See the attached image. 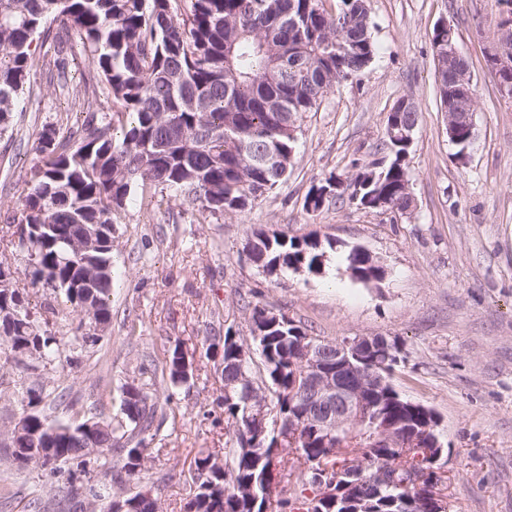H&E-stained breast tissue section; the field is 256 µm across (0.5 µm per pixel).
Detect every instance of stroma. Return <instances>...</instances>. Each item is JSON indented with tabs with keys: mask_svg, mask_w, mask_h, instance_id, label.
Instances as JSON below:
<instances>
[{
	"mask_svg": "<svg viewBox=\"0 0 512 512\" xmlns=\"http://www.w3.org/2000/svg\"><path fill=\"white\" fill-rule=\"evenodd\" d=\"M370 11L374 61L304 116L285 183L218 220L194 219L166 190L148 207L130 195L112 234L111 329L69 376L57 367L41 372L40 413L68 418L75 401L92 408L107 375L114 414L144 356L174 346L188 354V385L173 394L164 384L149 390L168 414L144 473L162 512H184L200 453L224 455L222 365L209 346L228 332L250 342L249 312L257 304L286 311L310 335L333 341L398 339L392 384L438 417L446 477L439 492L450 512H512V102L501 97L487 63L497 8L494 0H370ZM442 20L457 33L477 94L476 139L463 159L448 141L434 83L430 40ZM403 96L418 109L408 157L414 211L395 219L345 198L307 211L313 186L384 161L387 114ZM20 106L23 131L0 140L1 212L18 207L13 185L28 165L29 129L59 116L46 89ZM260 228L332 240L323 274L264 272L245 251ZM354 246L382 262L381 282L350 276L345 256ZM1 259L31 303L45 300L16 225L0 223ZM32 379L0 347V431L20 417Z\"/></svg>",
	"mask_w": 512,
	"mask_h": 512,
	"instance_id": "obj_1",
	"label": "stroma"
}]
</instances>
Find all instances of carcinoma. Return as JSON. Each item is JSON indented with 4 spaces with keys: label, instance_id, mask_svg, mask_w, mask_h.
<instances>
[{
    "label": "carcinoma",
    "instance_id": "cac0c4a2",
    "mask_svg": "<svg viewBox=\"0 0 512 512\" xmlns=\"http://www.w3.org/2000/svg\"><path fill=\"white\" fill-rule=\"evenodd\" d=\"M56 28H51V24ZM51 41L53 53L36 61L34 36ZM434 78L440 108L452 111L448 80L470 76L465 57H448L440 34L431 36ZM369 0H338L336 11L323 0H0V138L20 130L18 103L22 95L41 91L37 71L54 91L67 97L66 119L49 122L29 135L30 164L14 185L18 214L5 213L6 224H19V244L34 268V283L49 292L36 311L16 288H0V310L15 314L10 334L16 362L32 373L61 363H81L82 353L101 335L83 326L80 307H95L94 318L108 331L112 324V232L127 197L138 190L143 202L153 191L170 190L183 198L191 215L220 218L244 211L288 176L296 133L303 115L318 108L344 81L361 76L375 55ZM418 110L408 97L397 99L387 115L382 143L388 161L367 167L343 180L330 176L306 197L310 211L331 198L322 190L336 182L334 198L348 197L368 210L403 216L413 211L406 159L411 147L400 133L417 126ZM250 252L268 273L303 270L319 275L333 243L316 236L288 237L257 229L248 238ZM352 278L378 282L384 266L360 248L345 257ZM76 314L61 330L50 328L60 303ZM249 322L262 336L255 341L259 357H240L243 343L231 332L224 336V472L212 470V455L195 460V492L185 512H344L343 501L308 507L305 491L316 492L308 479L296 481L283 496L270 499L263 488L272 474L290 477L288 456L301 474L325 466L332 473L360 472L371 478L389 468V480L364 484L370 512H409L418 495L415 481L426 470L441 481L444 455L435 434H414L425 415L411 407L388 383L366 397L367 421L356 430L336 432V449L322 436L299 424L301 401L293 387L294 346L307 330L281 310L254 305ZM36 341L41 353L26 359L17 348ZM379 372L385 380L400 359L401 346L378 337ZM179 347L167 352L164 364L151 361L140 375L167 376L178 387L188 378L178 371ZM43 384L34 381L21 399L26 433L13 446L0 438L12 464L22 470L40 462L48 449L47 430L54 440L56 466L46 476L56 493L35 492L18 498L10 484L0 485V500L20 499L21 512H107L116 495L112 452L120 453V471L141 482L149 445L160 429L158 404L133 379L122 386L120 413L97 416L101 427L59 421L32 410L42 400ZM273 399H268V395ZM265 412L281 417L279 434L256 439L261 426L257 398ZM382 416L398 425L407 449L376 445L371 422ZM104 459L101 478L87 468L90 457ZM125 512H155V505L129 493Z\"/></svg>",
    "mask_w": 512,
    "mask_h": 512
}]
</instances>
